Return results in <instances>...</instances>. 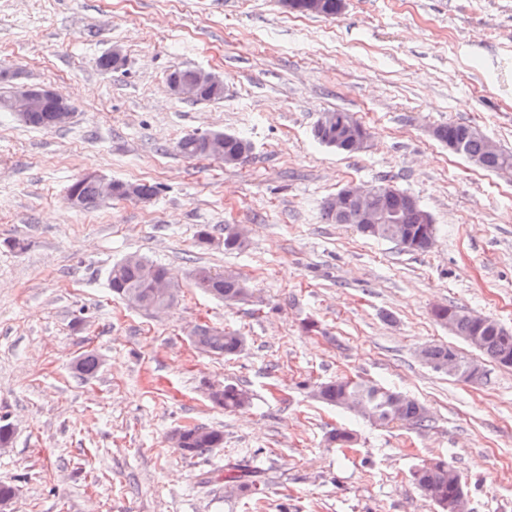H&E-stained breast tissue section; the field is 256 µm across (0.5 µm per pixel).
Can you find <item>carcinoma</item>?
Listing matches in <instances>:
<instances>
[{"mask_svg": "<svg viewBox=\"0 0 512 512\" xmlns=\"http://www.w3.org/2000/svg\"><path fill=\"white\" fill-rule=\"evenodd\" d=\"M313 137L327 147H336V128L326 122L315 123ZM201 138L202 135L196 133L181 137L176 144L177 152L190 159L205 157L201 153ZM251 150L252 144L249 140L230 134L224 141L222 161L228 165L240 164L247 159ZM70 189L78 191L84 210L99 202L95 184L92 182L73 183ZM405 195L406 192L401 190L383 202L386 216H397L400 222L384 223L372 238L394 242L408 252L424 253L432 247L436 239L437 225L419 223L417 215L405 209ZM224 249L239 252L246 249L244 235L239 231L238 225H224ZM152 269L159 274H168L166 267L142 258L138 263L120 265L118 271L110 270L109 287L112 292L136 307H143L146 300H154L166 307L173 302L174 294L160 296L151 288L147 272ZM196 277L209 279L204 291L226 303L240 302L248 295L245 280L233 271L214 273L201 267L197 269ZM195 344L204 351L231 356L242 350L244 337L235 331H223L205 325L198 330ZM448 349L447 345L426 346V363L435 370L440 369L448 363ZM479 352L496 364L502 357L512 356V332L485 333ZM315 395L320 401L351 412L372 424L389 426L399 423L424 427L430 421V412L426 405L376 383L340 377L320 384ZM210 398L213 403L229 412L244 409L251 404L249 391L238 385L229 384L222 390L213 391ZM176 435L181 442L179 451L184 456H195L224 444V434L221 431L203 425L183 426L176 430ZM329 442L338 448H350L357 442V436L353 431L341 427L331 433ZM412 478L417 489L440 510L448 499L456 496L460 474L447 461L435 460L416 467ZM224 485L233 491L252 496L262 494L263 490L260 472L243 460H230L224 464Z\"/></svg>", "mask_w": 512, "mask_h": 512, "instance_id": "carcinoma-1", "label": "carcinoma"}]
</instances>
